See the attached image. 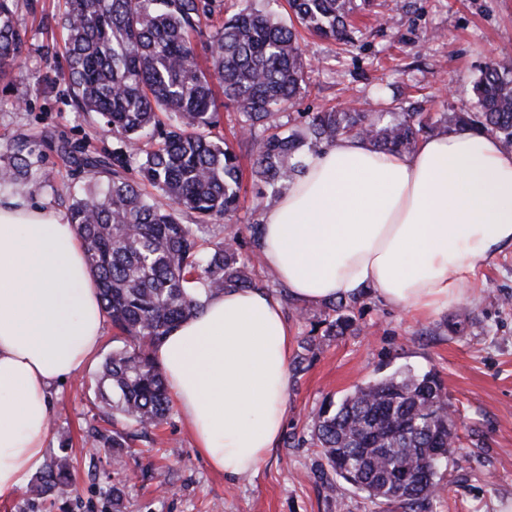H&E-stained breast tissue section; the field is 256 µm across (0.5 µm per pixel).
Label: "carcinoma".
<instances>
[{
    "instance_id": "obj_1",
    "label": "carcinoma",
    "mask_w": 512,
    "mask_h": 512,
    "mask_svg": "<svg viewBox=\"0 0 512 512\" xmlns=\"http://www.w3.org/2000/svg\"><path fill=\"white\" fill-rule=\"evenodd\" d=\"M288 6L287 23L252 6L234 14L210 36L203 66L191 34L213 16L216 0H65V76L74 106L97 114L128 148L113 153L110 163L99 156L75 158L106 180L72 195L69 206L105 314L135 343L109 354L97 381L100 418L112 429L88 431L93 447L115 451L117 466L120 449L149 441L172 411L164 374L149 349L200 312L198 291L257 286L249 266L262 258L260 225H249L247 259L233 240L207 239L213 219L236 212L242 182L237 154L214 135L220 120L213 79L237 106L240 131L256 153L252 177L260 205L304 172L299 155L305 146L356 136L375 150L405 153L436 128L424 113L397 112L381 99L370 110L315 112L301 131H280L278 111L306 84L309 63L300 30L341 40L356 10L354 0H288ZM21 7V0H0V80L13 78L27 43V30L17 22ZM474 91L478 111L445 118L443 129L469 126L511 150L512 69L485 66ZM150 129L160 141L144 150L139 142ZM131 155L139 161L136 180L123 173ZM32 156L20 144L1 159L0 186L24 185ZM182 213L194 215L195 223H182ZM356 304H322L319 323L326 335L350 327L348 312ZM119 418L126 427H117ZM454 429L447 396L432 374L390 375L359 385L339 403L320 407L313 421V440L333 474L325 488L334 493L342 481L377 504L423 512L438 492V470L450 460ZM69 479L66 459L56 457L40 473L39 491L61 492Z\"/></svg>"
}]
</instances>
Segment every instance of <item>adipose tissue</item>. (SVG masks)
<instances>
[{
    "instance_id": "adipose-tissue-1",
    "label": "adipose tissue",
    "mask_w": 512,
    "mask_h": 512,
    "mask_svg": "<svg viewBox=\"0 0 512 512\" xmlns=\"http://www.w3.org/2000/svg\"><path fill=\"white\" fill-rule=\"evenodd\" d=\"M262 258L290 299L371 293L431 315L512 248V151L468 128L384 153L342 137L263 213ZM85 246L61 214L0 198V498L43 463L49 395L103 339ZM292 331L281 300L228 288L153 352L212 470L256 472L284 425Z\"/></svg>"
}]
</instances>
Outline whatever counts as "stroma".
<instances>
[{
    "mask_svg": "<svg viewBox=\"0 0 512 512\" xmlns=\"http://www.w3.org/2000/svg\"><path fill=\"white\" fill-rule=\"evenodd\" d=\"M18 16L28 42L14 83H0V155L26 145L42 160L24 187L0 189L30 207L67 212L71 191L92 179L74 159L109 155L120 142L96 114L77 111L63 79L64 0H24ZM311 63L306 83L277 117L284 129L304 114L340 107L349 99L393 100L406 110L440 117L476 111L473 86L496 62L512 68V0H370L353 18L348 41L305 35ZM218 132L240 158L244 176L238 211L213 223L217 237H239L250 250L249 225L260 223L257 187L249 173L253 152L221 107ZM292 358L281 438L255 474L227 479L200 455L179 411L151 442L126 449L122 467L112 452L87 443L99 424L97 378L112 350L126 346L112 326L74 378L50 395L47 456L68 458L71 482L50 501L32 492L35 477L0 499V512H112L110 490L120 485L124 512H390L351 486L328 494L326 462L312 441L322 403L340 401L358 385L398 372L435 374L456 423L453 460L441 467L439 491L427 512H501L512 503V250L482 263L476 285L448 311L430 316L359 298L353 323L329 336L319 308L286 305Z\"/></svg>",
    "mask_w": 512,
    "mask_h": 512,
    "instance_id": "stroma-1",
    "label": "stroma"
}]
</instances>
